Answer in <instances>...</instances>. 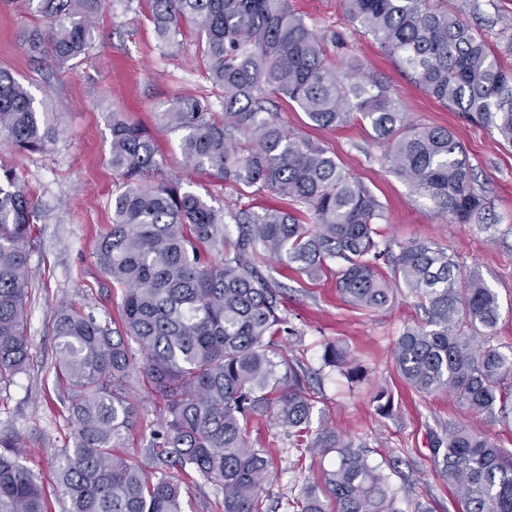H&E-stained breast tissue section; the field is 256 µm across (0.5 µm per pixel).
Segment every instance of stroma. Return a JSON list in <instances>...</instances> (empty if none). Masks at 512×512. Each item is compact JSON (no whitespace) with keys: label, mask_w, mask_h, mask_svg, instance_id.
<instances>
[{"label":"stroma","mask_w":512,"mask_h":512,"mask_svg":"<svg viewBox=\"0 0 512 512\" xmlns=\"http://www.w3.org/2000/svg\"><path fill=\"white\" fill-rule=\"evenodd\" d=\"M291 3L318 31L341 33L348 52L365 60L397 92L410 120L455 134L465 148L473 185L489 203L486 222H452L390 173L382 160L384 148L362 116L353 115L340 128H321L287 99L275 100L274 111L289 128L331 150L337 162L384 204L382 239L395 247L414 240L436 243L447 248L465 270L477 273L499 299L498 342L512 346V144L426 94L378 42L347 19L342 0ZM35 22V17L19 12L10 0H0V69L23 83L40 110L53 113L61 129L57 141L37 153L16 151L0 139V164L16 171L41 213L29 260L32 283L26 319L31 358L26 370L0 392V429L28 436L26 464L45 477L52 453L72 434L55 385L51 329L57 304L70 300L103 321L119 317L122 291L112 287L93 255L96 240L111 227L112 198L118 188L108 163L112 113H124L151 133L163 178L179 179L183 189L211 198L214 206L284 208L288 202L269 192L259 197L239 195L208 175L184 167L182 134L162 126L161 113L179 96H206L217 105L223 95L208 78L193 29L184 32L179 53L163 54L146 0L129 5L112 0L96 33L95 50L61 67L50 58L31 57L23 48L19 34ZM472 25L485 34L494 50L501 51L512 40V0H481V14ZM268 270L288 285L290 319L302 333L298 343L281 338L279 352L321 370L318 407L328 424L343 439L367 446L373 462L392 453L399 455L411 484L409 501L427 505L432 512H457L456 498L430 458V434L464 419L477 432L512 448V430L484 416L465 418L451 393L421 395L406 384L392 349L403 331L424 320L417 299L401 287L386 308L369 312L343 301L336 290L335 272L310 281L275 261L269 262ZM329 342L343 346L352 364L364 369L362 382L350 383L340 370L324 366ZM381 386L392 394L393 407L387 414L380 413L372 400ZM136 393L141 420L124 451L144 462L163 401L143 387ZM248 432L255 446L268 448L274 458L265 491L275 499L300 493L303 483L290 469L293 457L284 432L253 423Z\"/></svg>","instance_id":"obj_1"}]
</instances>
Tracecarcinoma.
<instances>
[{
    "instance_id": "carcinoma-1",
    "label": "carcinoma",
    "mask_w": 512,
    "mask_h": 512,
    "mask_svg": "<svg viewBox=\"0 0 512 512\" xmlns=\"http://www.w3.org/2000/svg\"><path fill=\"white\" fill-rule=\"evenodd\" d=\"M159 46L182 47L196 29L208 77L224 89V117L206 96L173 100L164 125L182 131L185 168L240 190H269L292 209H224L159 182L152 137L112 113L108 163L119 181L112 227L95 244L96 264L124 288L120 324L100 321L70 303L53 323L56 382L74 425L71 444L54 452L53 482L62 512H184L182 477L216 486L222 512H273L262 485L271 452L247 434L252 421L288 432L291 471H322L323 487L304 478L288 512H403L406 478L399 460L374 464L365 448L333 428H313L315 390L297 358L275 359L281 336L300 332L286 316L284 283L265 273L273 258L313 280L339 265L336 288L351 305L385 308L394 276L428 313L425 325L395 342L393 359L421 394L451 392L464 412L512 423V346L495 343L500 306L482 279L465 272L435 244L412 241L394 255L377 241L382 202L324 147L276 119L272 98L295 103L317 126L340 127L354 112L384 144L388 170L415 187L458 224H481L487 205L471 186L462 144L442 127L409 120L400 98L365 63L336 67L321 34L291 0H149ZM39 18L23 33L33 55L60 65L88 55L107 0H12ZM353 23L394 57L430 97L488 127L512 144V66L448 0H343ZM0 136L35 152L57 138V127L27 87L0 70ZM40 221L30 190L0 165V390L30 360L26 325L30 252ZM234 225L235 233L228 231ZM326 367L360 377L347 353L330 343ZM143 385L164 401L149 445L151 469L118 448L139 422L132 401ZM431 457L461 512H512V450L462 422L431 435ZM24 438L0 431V512H49L42 481L24 463ZM402 485L395 486V480Z\"/></svg>"
}]
</instances>
